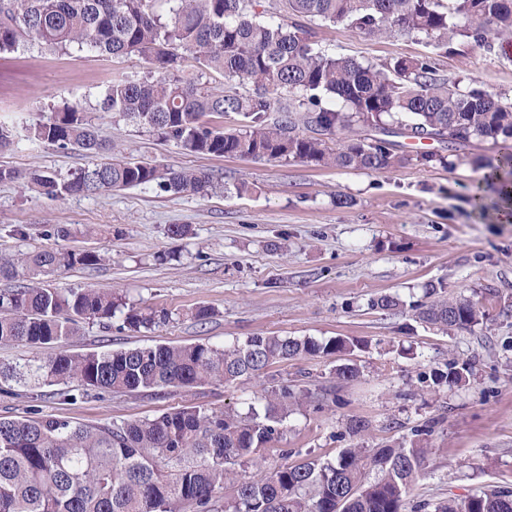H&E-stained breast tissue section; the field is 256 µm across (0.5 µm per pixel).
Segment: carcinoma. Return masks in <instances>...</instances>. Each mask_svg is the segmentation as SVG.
<instances>
[{
    "instance_id": "obj_1",
    "label": "carcinoma",
    "mask_w": 512,
    "mask_h": 512,
    "mask_svg": "<svg viewBox=\"0 0 512 512\" xmlns=\"http://www.w3.org/2000/svg\"><path fill=\"white\" fill-rule=\"evenodd\" d=\"M0 0V52L23 42L87 48L114 57L137 54L148 64L138 80L109 84L96 111L131 122L162 142L205 156L299 161L342 172L380 173L402 165L395 137L433 139L460 163L476 139L502 145L487 161L485 180L512 187V101L437 72L432 56L400 57L386 65L332 55L315 47L302 20L319 18L364 33L423 36L437 50L472 44L493 49L512 36V0H286L284 26L257 18L254 0ZM198 64L187 72L184 55ZM212 72L252 89L226 92L206 80ZM234 114L226 129L211 121ZM374 131L360 137L358 127ZM309 134H304V131ZM343 138L331 147L336 134ZM28 140L84 153L85 165L68 177L0 168V182L62 198L115 188L157 186L173 194H203L224 184L204 171L161 168L149 162L99 159L112 144L99 138L87 108L65 103L29 129ZM106 261L97 250L33 251L0 257V278L21 280L0 290V346L41 348L65 342L81 321L112 326L126 302L110 289L53 288L42 277ZM412 305L423 323L445 333L470 331L484 318L470 299H448L428 284ZM403 305L384 294L371 308ZM125 313V312H123ZM165 310H130L124 323L150 329L170 320ZM356 344L340 337L316 340L255 335L229 345L156 344L71 353L60 350L0 365V382L17 387L76 384L66 399L92 392L150 391L231 384L296 357H341ZM468 364L430 371L433 387L460 386ZM313 402L312 393L283 387L257 398L247 413L186 406L154 418L80 425L39 416L0 418V512H405L412 488L426 476L427 448L415 438L369 451L342 448L332 461L285 463L247 476L237 470L276 439L284 421ZM235 484L231 501L224 484ZM413 512H512V490L493 487Z\"/></svg>"
}]
</instances>
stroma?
Returning a JSON list of instances; mask_svg holds the SVG:
<instances>
[{
  "label": "stroma",
  "mask_w": 512,
  "mask_h": 512,
  "mask_svg": "<svg viewBox=\"0 0 512 512\" xmlns=\"http://www.w3.org/2000/svg\"><path fill=\"white\" fill-rule=\"evenodd\" d=\"M319 48L376 65L431 52L425 40L405 34L379 37L343 24L310 19ZM440 75L476 81L512 98V53L470 46L439 54ZM146 72L141 57H112L74 47L23 43L0 53V124L20 136L18 148L0 150V168L23 174L68 176L85 163L73 151L24 142L27 128L63 103L96 105L104 88ZM99 134L130 161L201 169L221 179L223 190L174 195L134 187L98 196L52 198L17 182L0 183V256L34 250L108 249L112 259L94 269L75 267L48 276L58 288L94 286L125 296L142 312L168 310L169 322L149 329L111 328L83 321L66 342L74 352L191 343L222 344L253 335L324 340H367L355 351L357 380L336 379L332 357L288 360L233 384L193 389L88 395L67 401L56 387L38 398L0 383V418L41 414L87 425L153 418L192 405L246 413L254 395L281 387L327 388L331 398L287 418L279 438L246 464L257 475L284 464L333 460L341 448L393 446L424 431L428 476L410 502L463 497L493 484L512 488V223L495 207L496 190L482 181L481 162L499 148L476 141L470 161L450 167L422 165L416 155L438 151L435 140L402 142L405 164L382 173L341 172L301 162L192 155L111 113L97 115ZM249 187L236 195V184ZM482 191L488 209L470 197ZM351 199L338 207L337 197ZM172 224L191 233L170 238ZM68 226L67 238L51 235ZM440 283L448 297L482 302L483 324L443 334L413 317L410 302L426 284ZM396 294V311L370 309L371 300ZM212 311L200 322L199 307ZM468 363L465 386L430 391L422 375ZM369 428L349 436L351 420Z\"/></svg>",
  "instance_id": "1"
}]
</instances>
